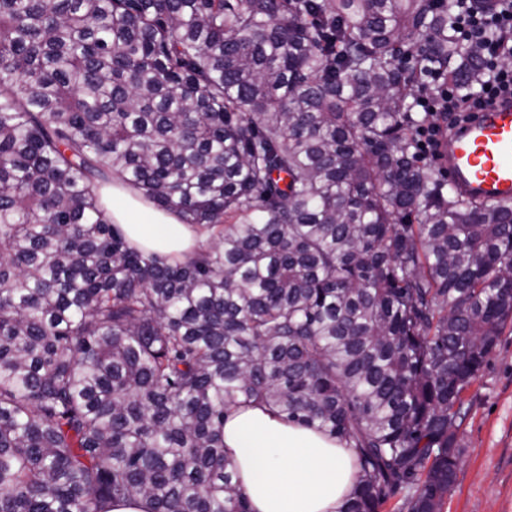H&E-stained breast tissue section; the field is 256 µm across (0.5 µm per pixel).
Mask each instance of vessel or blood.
I'll list each match as a JSON object with an SVG mask.
<instances>
[{
  "mask_svg": "<svg viewBox=\"0 0 512 512\" xmlns=\"http://www.w3.org/2000/svg\"><path fill=\"white\" fill-rule=\"evenodd\" d=\"M440 162L451 185L480 202L512 200V100L496 99L443 142Z\"/></svg>",
  "mask_w": 512,
  "mask_h": 512,
  "instance_id": "obj_1",
  "label": "vessel or blood"
}]
</instances>
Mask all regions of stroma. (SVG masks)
<instances>
[{
	"mask_svg": "<svg viewBox=\"0 0 512 512\" xmlns=\"http://www.w3.org/2000/svg\"><path fill=\"white\" fill-rule=\"evenodd\" d=\"M465 396L461 463L442 512H512V323Z\"/></svg>",
	"mask_w": 512,
	"mask_h": 512,
	"instance_id": "1",
	"label": "stroma"
}]
</instances>
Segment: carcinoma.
<instances>
[{"instance_id":"carcinoma-1","label":"carcinoma","mask_w":512,"mask_h":512,"mask_svg":"<svg viewBox=\"0 0 512 512\" xmlns=\"http://www.w3.org/2000/svg\"><path fill=\"white\" fill-rule=\"evenodd\" d=\"M479 0H0V512H251L226 410L337 439L338 512H441L512 320V202L419 156ZM114 183L209 236L130 245Z\"/></svg>"}]
</instances>
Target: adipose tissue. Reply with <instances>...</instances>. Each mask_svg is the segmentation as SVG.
<instances>
[{"label": "adipose tissue", "mask_w": 512, "mask_h": 512, "mask_svg": "<svg viewBox=\"0 0 512 512\" xmlns=\"http://www.w3.org/2000/svg\"><path fill=\"white\" fill-rule=\"evenodd\" d=\"M108 205L114 223L139 249L182 258L197 244L191 225L127 188L113 186ZM224 450L238 465L252 512H337L355 486L349 453L340 442L285 422L265 406L226 414Z\"/></svg>", "instance_id": "ef3b65f1"}]
</instances>
